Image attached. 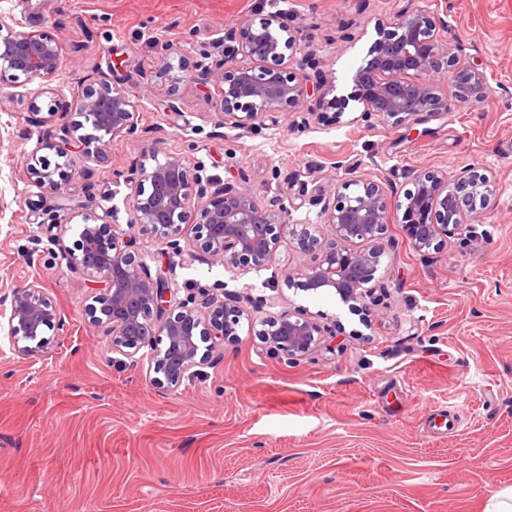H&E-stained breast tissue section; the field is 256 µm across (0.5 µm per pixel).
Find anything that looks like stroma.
Masks as SVG:
<instances>
[{
	"label": "stroma",
	"instance_id": "stroma-1",
	"mask_svg": "<svg viewBox=\"0 0 512 512\" xmlns=\"http://www.w3.org/2000/svg\"><path fill=\"white\" fill-rule=\"evenodd\" d=\"M404 0H0V12L64 49L51 86L75 102L100 68L130 91L138 138H115L101 159L83 160L65 195H38L31 165L63 117L32 115L40 82L0 79V296L40 282L64 320L43 360L31 364L0 336V512H484L512 487V6L506 0H420L444 12L448 40H461L487 76L474 107L453 103L414 130L365 127L361 104L341 117L276 114L251 130H216L219 93L205 67L224 57V33L241 19L287 13L309 53L308 75L351 88L376 38L375 24ZM184 59L177 87L145 74L160 48ZM182 153L205 176L266 200L287 182L332 196L341 164L358 156L368 174L391 178L394 198L408 170L456 173L479 163L496 174L483 246L468 236L426 254L401 225L382 261L388 290L371 325L332 293L302 290L289 271L242 274L189 260L172 282L179 298L223 281L227 292L264 295L305 309L328 330L311 359L284 364L240 328L178 390L156 388L152 353H116L84 315L82 279L48 252L28 255L47 212L98 210L113 193L120 220L127 194L116 173L154 149ZM40 209H31L32 200Z\"/></svg>",
	"mask_w": 512,
	"mask_h": 512
}]
</instances>
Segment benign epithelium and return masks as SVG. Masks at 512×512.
Listing matches in <instances>:
<instances>
[{
  "label": "benign epithelium",
  "instance_id": "1",
  "mask_svg": "<svg viewBox=\"0 0 512 512\" xmlns=\"http://www.w3.org/2000/svg\"><path fill=\"white\" fill-rule=\"evenodd\" d=\"M18 26L13 16L0 13V78L8 74L27 82L53 81L61 70L62 46ZM447 28L438 11L406 0L390 22L375 24L377 39L351 77L352 91L338 96L333 86L303 73L301 37L288 15L273 12L257 22L245 19L229 28L224 40L236 43L230 52L248 63L229 70L220 62L208 67L220 92V126L251 129L274 114L300 111L311 98V115L325 109L341 115L355 101L362 105L361 120L367 126L409 128L448 110L435 80L443 69L453 74L454 102L473 106L487 92L486 75L467 58L462 41L443 38ZM162 50L157 78L174 88L185 80L186 69L181 62H170L168 46ZM75 111L80 120L63 123L57 136L37 141V149L58 158L29 169L31 185L43 193L63 194L78 157L99 159L113 138L137 135L135 102L103 70L89 74ZM149 159L153 165L137 160L120 175L128 189L126 227L119 224L114 205L83 214L74 248L60 258L70 274L88 282V321L104 327L112 348L130 359L145 347L153 351L151 382L166 390L178 389L216 345L235 340L244 319L251 327L260 324L257 335L266 351L286 364L311 358L324 328L301 308L265 311L274 304L264 296L249 298L247 309L222 283L201 289L198 299H178L172 282L152 275L143 257L131 250L126 237L132 230L154 234L174 267L202 257L211 265L248 271L276 267L280 244L290 238L300 255L292 273L302 279L304 290L334 293L368 325L385 297L377 273L381 257L393 248L385 237L387 225H403L419 252L439 249L461 230L481 242L484 234L476 225L483 223V210L496 192L493 173L474 164L452 176L415 170L406 174L412 188L393 204L390 183L359 173L361 163L354 160L345 166V177L336 180L333 200L322 194L308 198L309 205L320 207L319 223L298 226L290 221L297 205L289 196L262 204L231 184L213 187L200 167H190L176 153L158 149ZM198 207L201 221L192 225L190 217ZM73 219L48 214L41 223L44 236L32 238L30 251L58 245ZM261 312L265 316L256 318ZM0 318L7 320L12 351L34 364L53 343L47 332L61 330L64 323L37 282L1 296Z\"/></svg>",
  "mask_w": 512,
  "mask_h": 512
}]
</instances>
